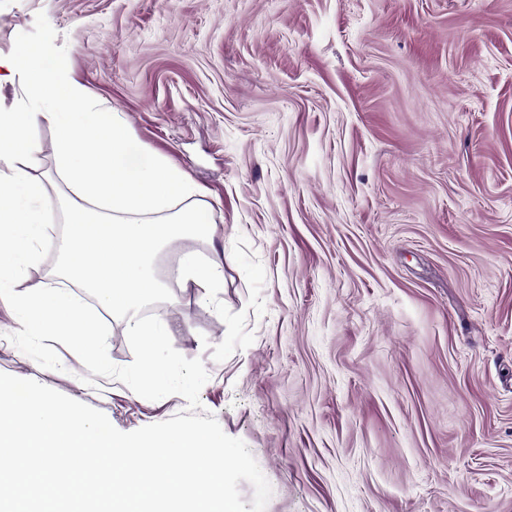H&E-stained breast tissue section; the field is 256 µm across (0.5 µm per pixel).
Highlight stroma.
<instances>
[{"label": "stroma", "instance_id": "35a3bbf8", "mask_svg": "<svg viewBox=\"0 0 512 512\" xmlns=\"http://www.w3.org/2000/svg\"><path fill=\"white\" fill-rule=\"evenodd\" d=\"M48 42L210 207L202 301L153 257L141 310L202 359L203 409L266 512H512V0H0V53ZM47 219L72 190L30 130ZM69 285L51 242L21 286ZM0 373L131 432L186 411L9 339Z\"/></svg>", "mask_w": 512, "mask_h": 512}]
</instances>
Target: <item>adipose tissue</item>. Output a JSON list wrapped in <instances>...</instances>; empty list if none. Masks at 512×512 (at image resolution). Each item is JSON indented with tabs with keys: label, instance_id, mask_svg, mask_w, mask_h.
Segmentation results:
<instances>
[{
	"label": "adipose tissue",
	"instance_id": "1",
	"mask_svg": "<svg viewBox=\"0 0 512 512\" xmlns=\"http://www.w3.org/2000/svg\"><path fill=\"white\" fill-rule=\"evenodd\" d=\"M18 77L31 106L0 113V297L12 302L17 323L29 333L67 330L83 349H94L97 328L68 289L39 282L15 288L52 233L43 220L44 186L31 165L36 147L29 130L44 121L57 132V171L74 193L68 232L57 243L65 274L142 336L141 372L152 383L165 384L167 366L157 355L165 330L139 316L160 288L148 263L165 242L208 235L212 213L194 204L198 189L190 178L141 152L123 113L88 100L46 46L26 44L0 54V87ZM180 276L184 286L206 298L224 286L223 266L192 252L183 255Z\"/></svg>",
	"mask_w": 512,
	"mask_h": 512
}]
</instances>
